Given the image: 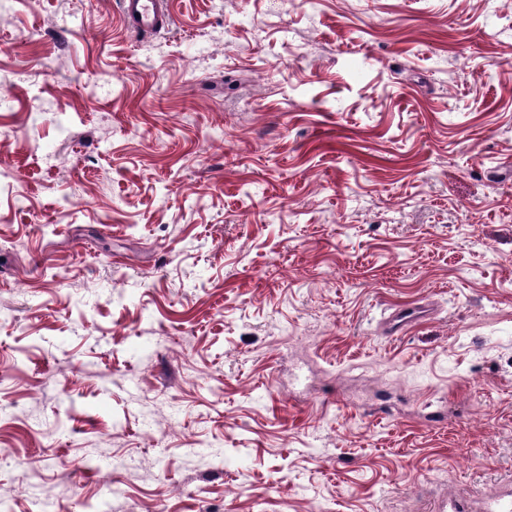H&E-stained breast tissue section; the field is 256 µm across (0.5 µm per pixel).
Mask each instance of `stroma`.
Instances as JSON below:
<instances>
[{"instance_id":"35a3bbf8","label":"stroma","mask_w":512,"mask_h":512,"mask_svg":"<svg viewBox=\"0 0 512 512\" xmlns=\"http://www.w3.org/2000/svg\"><path fill=\"white\" fill-rule=\"evenodd\" d=\"M169 4L0 0V512L512 491V0ZM122 18L138 34L161 32L172 21L168 0H123Z\"/></svg>"}]
</instances>
